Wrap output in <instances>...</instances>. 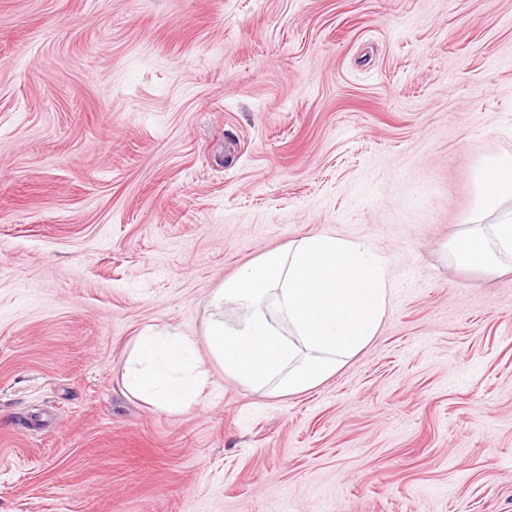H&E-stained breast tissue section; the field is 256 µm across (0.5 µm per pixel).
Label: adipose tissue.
Masks as SVG:
<instances>
[{
  "mask_svg": "<svg viewBox=\"0 0 512 512\" xmlns=\"http://www.w3.org/2000/svg\"><path fill=\"white\" fill-rule=\"evenodd\" d=\"M476 228L461 251L488 271L512 266V158L489 160L481 173ZM392 282L365 244L317 231L267 252L217 288L205 341L226 376L271 396L318 386L376 336ZM134 395L167 411L199 398L205 373L193 340L151 326L123 375Z\"/></svg>",
  "mask_w": 512,
  "mask_h": 512,
  "instance_id": "adipose-tissue-1",
  "label": "adipose tissue"
}]
</instances>
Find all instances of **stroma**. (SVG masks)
<instances>
[{"label":"stroma","mask_w":512,"mask_h":512,"mask_svg":"<svg viewBox=\"0 0 512 512\" xmlns=\"http://www.w3.org/2000/svg\"><path fill=\"white\" fill-rule=\"evenodd\" d=\"M512 156V0H0V512H512V272L460 259ZM326 230L393 283L332 378L225 376L213 291ZM193 337L205 387L124 386ZM125 387L161 409L181 411L199 398L205 372L199 370L193 340L150 326L127 361Z\"/></svg>","instance_id":"1"}]
</instances>
